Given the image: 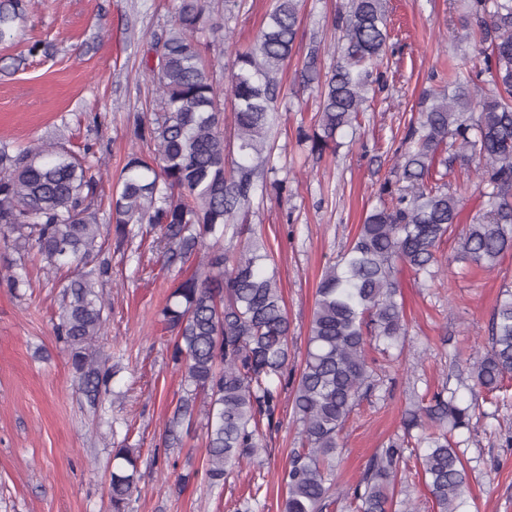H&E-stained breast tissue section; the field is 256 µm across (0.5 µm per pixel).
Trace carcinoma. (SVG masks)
<instances>
[{
    "instance_id": "carcinoma-1",
    "label": "carcinoma",
    "mask_w": 512,
    "mask_h": 512,
    "mask_svg": "<svg viewBox=\"0 0 512 512\" xmlns=\"http://www.w3.org/2000/svg\"><path fill=\"white\" fill-rule=\"evenodd\" d=\"M29 2L0 0V43L26 24ZM219 2L178 0L172 27L154 37L144 75L158 104L139 136L153 143L155 155L128 156L109 202L116 249L132 226L149 224L159 228L164 265L195 264L161 310L184 385L165 446L179 444V429L202 414L204 476L212 487L258 456L263 430L280 424L289 384L290 322L272 252L251 238L234 252L223 242L228 226L248 215L258 178L272 162L269 133L299 29V0H275L256 42L237 54L227 87L235 126L229 141L221 117L225 87L200 50V36L216 28ZM466 2L459 39L478 41L479 56L462 58L448 90L423 91L418 117L395 150V181L382 184L379 205L318 284L292 390L300 448L277 473L282 512H326L341 500L356 512H397L396 478L412 430L431 427L419 466L436 512H460L463 504L467 473L448 431L469 427L476 404L461 405L445 388L404 419V439L372 455L352 493L341 491L333 462L346 421L375 386L368 349L385 352L407 335L395 267L403 263L424 281L437 280V249L461 213L462 199L445 181L455 162L475 175L483 198L461 237L464 257L493 270L512 251V0ZM334 25L342 46L333 64L321 73L313 47L301 74L303 83L320 86L317 129L302 133L318 155L336 150V135L353 128L369 94L386 85V0H347ZM91 155L88 144L80 158L58 145L14 150L1 141L0 246L35 252L51 273L70 272L54 332L70 351L79 389L97 408L112 380L108 360L95 350L108 318L97 287L111 266L98 242L102 210ZM490 333V349L470 370L472 391L487 395L512 374V289L497 299ZM141 478L138 450H115L112 512H130Z\"/></svg>"
}]
</instances>
